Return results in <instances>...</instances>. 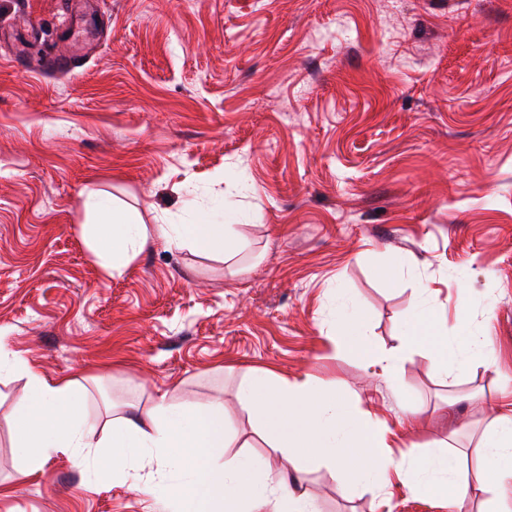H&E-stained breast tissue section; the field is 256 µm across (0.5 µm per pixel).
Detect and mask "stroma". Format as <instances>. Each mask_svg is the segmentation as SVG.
Instances as JSON below:
<instances>
[{
  "mask_svg": "<svg viewBox=\"0 0 512 512\" xmlns=\"http://www.w3.org/2000/svg\"><path fill=\"white\" fill-rule=\"evenodd\" d=\"M57 0H0V346L87 390L88 423L159 394L224 402L244 455L287 467L238 403L247 371L336 389L394 455L440 443L474 468L512 403V0H96L105 38H27ZM26 45V70L12 60ZM95 196L142 223L234 227L232 258L152 237L109 274L83 232ZM403 265L397 280L388 269ZM425 289L489 365L444 378L420 355L394 382L334 354L340 304L388 350ZM0 371V483L22 512H162L92 464L21 478ZM320 512H481L399 480L344 490L305 475Z\"/></svg>",
  "mask_w": 512,
  "mask_h": 512,
  "instance_id": "35a3bbf8",
  "label": "stroma"
}]
</instances>
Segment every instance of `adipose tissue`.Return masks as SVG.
I'll use <instances>...</instances> for the list:
<instances>
[{
    "label": "adipose tissue",
    "instance_id": "1",
    "mask_svg": "<svg viewBox=\"0 0 512 512\" xmlns=\"http://www.w3.org/2000/svg\"><path fill=\"white\" fill-rule=\"evenodd\" d=\"M85 206L99 217L94 251L112 273L126 268L153 232L169 245L203 253L223 254L234 247L225 225L203 216L190 224H161L151 232L133 212L92 198ZM336 320L338 351L380 364L390 381L410 353L421 354L440 375L487 364L492 356L485 339L449 335L446 320L422 294L413 300V315L397 346L387 351L369 344L360 319L348 308H340ZM0 364L27 379L12 420L21 476L40 473L45 458L54 453L90 457L84 397L76 381L47 376L1 349ZM238 399L261 419L274 448L287 454L288 471L276 473L267 464L254 466L248 457L225 455L230 441L223 400L183 408L162 396L146 411L114 412L104 421L103 445L112 452L113 479L128 482L130 491L139 494L163 491L171 512H319L302 476L324 464L347 488L357 483L382 486L395 475L415 489L445 492L454 503L479 498L485 512H512V499L498 492L512 483V408L493 420L478 445L475 470L464 477L456 459L445 454L425 460L393 456L382 432L359 420L342 395L321 390L311 379L275 382L255 371Z\"/></svg>",
    "mask_w": 512,
    "mask_h": 512
}]
</instances>
